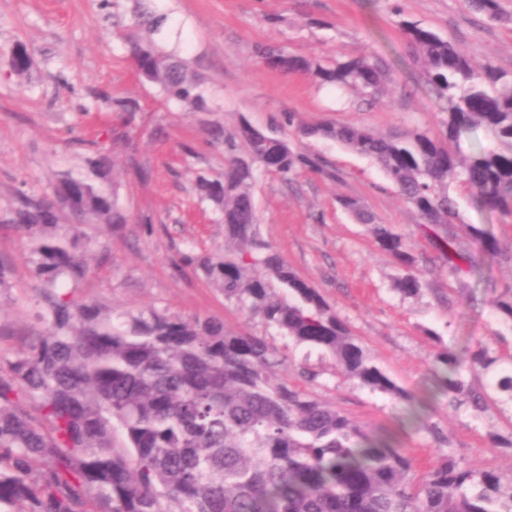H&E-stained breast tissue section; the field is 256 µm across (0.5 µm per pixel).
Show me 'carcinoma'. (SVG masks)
<instances>
[{
    "instance_id": "cac0c4a2",
    "label": "carcinoma",
    "mask_w": 512,
    "mask_h": 512,
    "mask_svg": "<svg viewBox=\"0 0 512 512\" xmlns=\"http://www.w3.org/2000/svg\"><path fill=\"white\" fill-rule=\"evenodd\" d=\"M502 19L498 0H468ZM122 28L126 56L165 102L211 112L205 78L183 57L182 30L171 31L154 0H103ZM420 77L448 102L438 132L379 135L354 124L284 123L299 137L334 140L377 164L419 218L434 250L418 266L417 244L376 223L359 201L339 198L374 243L403 271L398 289L414 296L427 264L450 276L458 260L475 265L455 232L457 182L475 203L512 216V78L480 66L460 46L415 21L402 22ZM256 56L286 75L350 87L373 101L388 80L384 61L361 54L318 60L275 45ZM27 46L9 50L10 73L33 64ZM114 120L89 143L78 171L56 174L49 188L20 193L0 214V229L27 233L41 288L38 338L0 362V512H512V476L479 470L440 453L426 469L387 433H374L316 398L281 369L286 355L266 338L229 330L217 316L184 318L146 306L117 312L80 294L93 259L80 228L102 224L116 236L131 220L120 202L112 146L131 144L141 103L95 91ZM483 129L494 151L460 159L451 144ZM204 142L224 151V173L195 179L197 202L224 225V253L190 254L208 281L297 346L330 354L341 376L402 405L401 425L425 424L432 399L485 411L512 406V366L482 344L460 356H435L420 392L378 367L320 291L298 277L259 234L254 187L262 173L291 181L303 172L329 177L326 160L291 144L273 127L242 120L232 134L213 124ZM282 286L277 295L272 282ZM487 382L475 388L473 380Z\"/></svg>"
}]
</instances>
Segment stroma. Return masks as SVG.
<instances>
[{
	"label": "stroma",
	"instance_id": "obj_1",
	"mask_svg": "<svg viewBox=\"0 0 512 512\" xmlns=\"http://www.w3.org/2000/svg\"><path fill=\"white\" fill-rule=\"evenodd\" d=\"M183 28L187 56L206 77L214 101L210 112L165 106L154 88L143 84L123 51L119 32L99 9V0H0V212L16 205L19 189H45L55 173L83 166L87 143L109 123L111 113L90 90L132 96L144 107L133 138L146 182L126 172L124 145H116L114 179L133 223L121 237L108 238L100 226L85 234L91 247L109 241L105 260L91 264L86 297L122 311L154 306L186 318L217 315L233 330L245 329L286 348L288 377L302 363L320 373L315 396L375 430L395 425L397 403L357 381L338 375L334 360L316 350L286 345L260 316L241 310L213 288L203 272L181 264L183 254L224 249V227L209 209L197 206L193 178L224 170V154L200 145L202 130L221 123L234 131L240 120L259 128L278 124L282 113L307 123H353L378 134L438 130L447 111L418 77L400 19L421 23L461 45L479 63L512 75V24L473 12L466 0H159ZM32 52L29 78L9 73L5 53L16 42ZM260 43L331 59L373 54L388 67L379 101L367 103L352 88L317 86L300 76L265 67L255 55ZM199 144L185 157L184 143ZM303 150L325 158L337 180L301 174L293 183L261 175L255 187L257 217L264 240L274 245L295 274L318 288L337 315L366 347L372 360L400 386L416 391L429 375L440 349L458 354L483 343L501 365L512 364V325L494 308L512 290V217L482 209L458 186L448 191L459 203L456 230L467 238L469 225L486 229L496 251L470 246L477 274L449 277L437 267L425 274L417 295L397 289L400 268L375 245L365 225L339 205L348 196L360 201L377 221L407 236L418 218L386 180L380 167L324 138L302 140ZM153 217L150 225L136 216ZM0 263L9 269V286L0 292V357L24 350L39 328L35 317L30 245L26 235L0 231ZM430 420L439 435L398 433L400 447L419 463L448 451L476 469L512 474V450L495 448L491 437L512 432V412L489 408L457 410L437 399Z\"/></svg>",
	"mask_w": 512,
	"mask_h": 512
}]
</instances>
